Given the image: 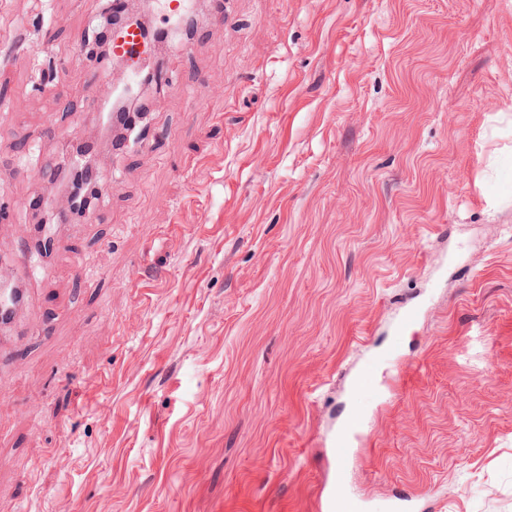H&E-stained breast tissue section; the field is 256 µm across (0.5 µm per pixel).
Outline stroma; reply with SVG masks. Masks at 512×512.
Returning <instances> with one entry per match:
<instances>
[{
  "instance_id": "obj_1",
  "label": "stroma",
  "mask_w": 512,
  "mask_h": 512,
  "mask_svg": "<svg viewBox=\"0 0 512 512\" xmlns=\"http://www.w3.org/2000/svg\"><path fill=\"white\" fill-rule=\"evenodd\" d=\"M107 2L0 0L12 241L109 92ZM194 16L4 331L0 512H512V0Z\"/></svg>"
}]
</instances>
